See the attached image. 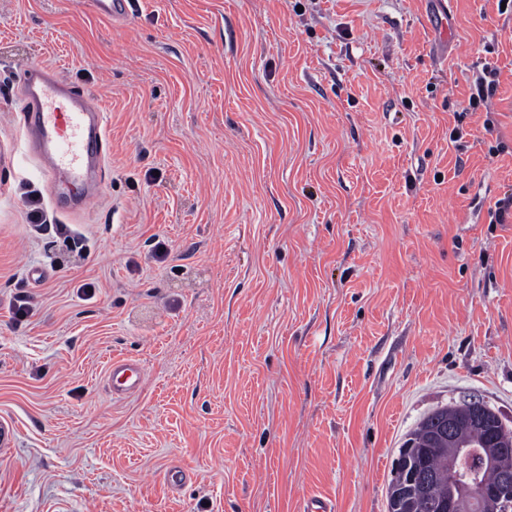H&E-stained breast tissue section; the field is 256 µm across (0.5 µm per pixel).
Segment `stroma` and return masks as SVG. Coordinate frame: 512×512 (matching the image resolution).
<instances>
[{
    "label": "stroma",
    "mask_w": 512,
    "mask_h": 512,
    "mask_svg": "<svg viewBox=\"0 0 512 512\" xmlns=\"http://www.w3.org/2000/svg\"><path fill=\"white\" fill-rule=\"evenodd\" d=\"M447 2L444 40L428 0H0V512H386L432 409L512 429V12ZM34 62L107 112L68 217L24 142ZM115 357L146 369L120 401ZM129 0H92L91 7L96 15L106 20H124L129 13Z\"/></svg>",
    "instance_id": "stroma-1"
}]
</instances>
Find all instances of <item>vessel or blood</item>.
<instances>
[{"label":"vessel or blood","mask_w":512,"mask_h":512,"mask_svg":"<svg viewBox=\"0 0 512 512\" xmlns=\"http://www.w3.org/2000/svg\"><path fill=\"white\" fill-rule=\"evenodd\" d=\"M129 4L130 0H91L94 13L106 20L125 19ZM21 84L18 109L23 114L30 155L40 163L45 179H54L63 171L72 180L71 200L57 202V211L65 213L73 206L86 209L100 195L89 182L100 175L105 164V111L38 63L23 73ZM145 377L141 362L119 359L108 369V388L113 398L121 399L139 391Z\"/></svg>","instance_id":"obj_1"}]
</instances>
